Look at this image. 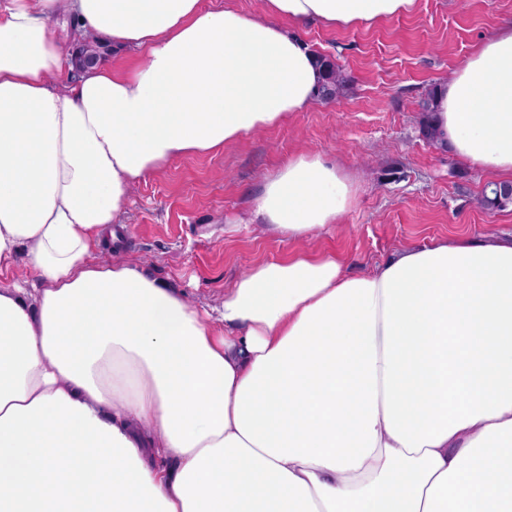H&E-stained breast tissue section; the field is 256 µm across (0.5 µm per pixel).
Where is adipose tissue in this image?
Returning a JSON list of instances; mask_svg holds the SVG:
<instances>
[{
	"instance_id": "obj_1",
	"label": "adipose tissue",
	"mask_w": 512,
	"mask_h": 512,
	"mask_svg": "<svg viewBox=\"0 0 512 512\" xmlns=\"http://www.w3.org/2000/svg\"><path fill=\"white\" fill-rule=\"evenodd\" d=\"M416 6H0V512H512V239L406 246L358 275L331 253L269 260L213 312L99 256L133 185L315 100L298 27ZM60 14L138 63L58 88ZM434 124L512 182V25L438 86ZM353 200L302 153L256 217L308 239Z\"/></svg>"
}]
</instances>
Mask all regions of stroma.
<instances>
[{"label":"stroma","mask_w":512,"mask_h":512,"mask_svg":"<svg viewBox=\"0 0 512 512\" xmlns=\"http://www.w3.org/2000/svg\"><path fill=\"white\" fill-rule=\"evenodd\" d=\"M508 23L512 0H418L413 14L369 28L306 25L300 35L309 48L349 76L345 95L315 101L224 151L176 158L138 183L112 258L209 309L248 267L302 251L336 253L356 274L405 246L512 238V208L491 212L478 204L495 174L427 140L418 107ZM304 151L350 178L356 204L339 223L297 241L255 223L252 209L266 177Z\"/></svg>","instance_id":"1"}]
</instances>
